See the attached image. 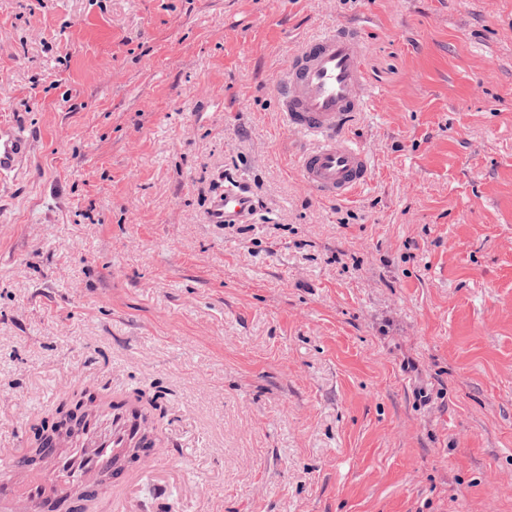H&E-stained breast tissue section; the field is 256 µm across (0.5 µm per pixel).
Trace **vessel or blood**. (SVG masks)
<instances>
[{"instance_id": "vessel-or-blood-1", "label": "vessel or blood", "mask_w": 512, "mask_h": 512, "mask_svg": "<svg viewBox=\"0 0 512 512\" xmlns=\"http://www.w3.org/2000/svg\"><path fill=\"white\" fill-rule=\"evenodd\" d=\"M278 109L285 129L307 138L296 157L302 181L318 197L351 198L371 178V161L347 134L365 108L367 80L358 29L339 27L304 41L275 82ZM30 146L16 122H0V175L18 171ZM247 198L225 188L217 204L222 219L246 208ZM132 433L128 418L113 415L108 430L90 423L80 446L49 449L51 464L31 471L22 451L5 452L8 466L0 473V500L22 505L26 512H70L71 489L89 488L91 475L111 472L112 459Z\"/></svg>"}]
</instances>
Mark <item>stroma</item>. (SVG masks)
Wrapping results in <instances>:
<instances>
[{"instance_id":"obj_1","label":"stroma","mask_w":512,"mask_h":512,"mask_svg":"<svg viewBox=\"0 0 512 512\" xmlns=\"http://www.w3.org/2000/svg\"><path fill=\"white\" fill-rule=\"evenodd\" d=\"M344 25L372 175L326 201L273 84ZM16 117L0 448L142 391L129 512H512V0H0ZM247 196L240 190L231 187L224 189V197L217 203V210L221 220H231L247 207ZM99 407V402L98 400H94L92 402L88 401L87 399H85L84 403H82L80 405V408L79 410H76V406L75 405H67L63 408H61V410H58L60 411V413H58L59 415V419L60 420H63L66 422V426L64 428H59L58 430H54L56 431V434L60 437H63L65 436V431L66 429H71L72 431L74 430V427L76 426L77 423H79V417L80 415L82 414H90V413H93L96 411V409ZM75 415V418L74 420L72 421H68V418H69V415Z\"/></svg>"}]
</instances>
